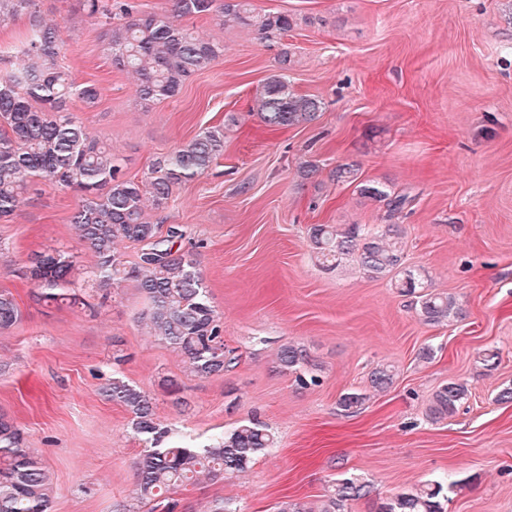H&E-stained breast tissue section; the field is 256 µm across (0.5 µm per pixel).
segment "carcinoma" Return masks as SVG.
I'll return each instance as SVG.
<instances>
[{
    "label": "carcinoma",
    "mask_w": 512,
    "mask_h": 512,
    "mask_svg": "<svg viewBox=\"0 0 512 512\" xmlns=\"http://www.w3.org/2000/svg\"><path fill=\"white\" fill-rule=\"evenodd\" d=\"M166 15H140L130 0H75L74 10L89 17L117 14L102 39L112 65L136 77L137 98L146 103L177 96L185 81L224 52L184 23L186 18L214 15L226 27L252 28L262 42L277 39L295 25L284 13H260L251 0H170ZM26 22L23 52L28 63L0 72V219L12 217L33 177L72 189L81 196L70 216L78 239L91 249L96 263L89 271L92 288L106 299L126 282L135 284L147 301L143 319L152 335L180 353L191 374L207 378L224 373L235 357L224 350V322L211 305L195 253L182 247L185 231H163L146 218L149 210L167 206L173 189L206 174L224 154V129L208 128L190 141L155 159L145 178L127 176L112 147L91 137L72 112L78 99L92 107L99 98L94 84L76 85L58 65L64 45L61 26L46 20L42 0H0V24ZM288 51L279 57L281 74L270 76L255 98L252 111L269 130L313 122L321 102L288 88ZM360 194L400 212L409 203L377 182L358 185ZM310 240L319 265L334 270L352 264L370 278H395L400 293L414 297L419 319L444 326L463 311L457 299L429 290L421 273L402 268L403 237L398 224L373 232L363 224H314ZM141 246L139 261L128 265L116 245ZM30 278L48 305L74 306L76 256L61 250L28 257ZM21 317L14 296L0 291V328ZM278 367L296 374L303 387L317 386L309 351L289 343L277 353ZM395 373L376 367L369 376L376 392L387 391ZM460 382L440 386L432 395L428 418L437 422L453 415L468 397ZM107 400L131 415V430L144 448L135 463V490L147 512H175L173 495L201 478L220 481L245 472L275 444L274 434L256 419L245 420L209 444L189 446L173 440L157 422L152 398L120 377L102 387ZM362 477L338 479L328 488L320 512H344L348 502L370 495ZM448 496L437 481L427 482L380 503L376 512H446ZM0 512H52L47 470L41 459L23 447L21 430L0 414Z\"/></svg>",
    "instance_id": "carcinoma-1"
}]
</instances>
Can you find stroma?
<instances>
[{
    "mask_svg": "<svg viewBox=\"0 0 512 512\" xmlns=\"http://www.w3.org/2000/svg\"><path fill=\"white\" fill-rule=\"evenodd\" d=\"M292 15L279 43L213 15L190 27L224 54L180 93L146 107L135 80L113 68L101 29L69 0H43L64 29L60 64L95 84L92 108L73 111L143 178L153 160L201 130H224L212 169L178 186L152 223L182 226L196 251L210 301L237 358L224 375L187 373L181 356L151 336L145 301L124 283L108 299L86 292L57 308L23 276L28 255L58 248L94 263L69 217L80 197L30 182L17 214L0 221V290L21 311L0 329V414L23 430L49 472L52 512H138L134 461L141 451L130 415L105 399L112 374L153 398L162 426L200 445L257 419L277 436L250 469L178 493L177 512H273L283 500L319 508L333 480L359 475L373 487L346 512L417 484L447 486V512H512V0H253ZM290 57L292 92L317 98L306 126L267 130L250 108ZM313 161L318 172L303 178ZM356 164L361 180L388 184L412 202L399 216L404 264L424 269L431 288L456 297L462 318L420 321L390 278L346 266L324 270L309 239L315 224H386V207L332 174ZM305 345L320 386L303 389L280 371L276 353ZM432 359H420L423 348ZM494 351V367L482 356ZM396 372L391 388L369 389L373 368ZM180 386L171 394L169 381ZM469 389L456 414L428 416L441 385ZM365 393L346 411L341 395Z\"/></svg>",
    "mask_w": 512,
    "mask_h": 512,
    "instance_id": "obj_1",
    "label": "stroma"
}]
</instances>
